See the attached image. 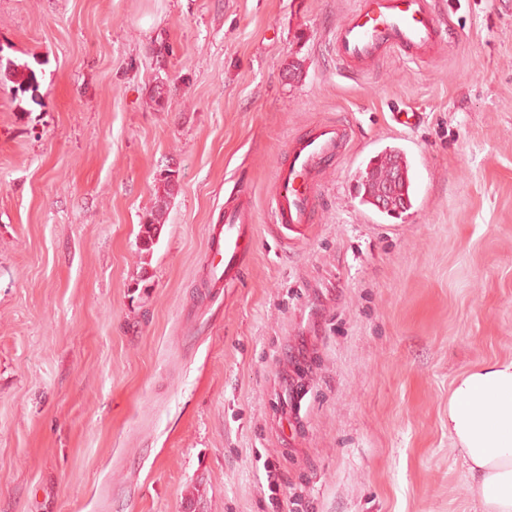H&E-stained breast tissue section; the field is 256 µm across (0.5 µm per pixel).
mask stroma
<instances>
[{"instance_id":"1","label":"stroma","mask_w":512,"mask_h":512,"mask_svg":"<svg viewBox=\"0 0 512 512\" xmlns=\"http://www.w3.org/2000/svg\"><path fill=\"white\" fill-rule=\"evenodd\" d=\"M355 2L0 0V512H272L267 462L298 512H472L448 395L512 358V0L348 75L328 40ZM328 121L353 143L300 239L272 174ZM393 148L391 217L358 181ZM242 182L254 242L218 295L206 226ZM361 203L377 207L371 199H380L377 205L380 209L401 207L406 210L412 206V180L407 161L399 151L391 150L378 154L370 159L362 181L358 185ZM383 196L390 200L385 201ZM382 198V199H381ZM159 177L154 178V202L141 224L139 239L141 243L140 251L148 253L156 243V237L159 227L166 221L165 215L168 210L170 198L174 195L178 186L177 171L165 170Z\"/></svg>"}]
</instances>
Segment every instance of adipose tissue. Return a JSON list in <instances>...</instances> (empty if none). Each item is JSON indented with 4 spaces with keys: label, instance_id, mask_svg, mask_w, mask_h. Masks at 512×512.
Segmentation results:
<instances>
[{
    "label": "adipose tissue",
    "instance_id": "adipose-tissue-1",
    "mask_svg": "<svg viewBox=\"0 0 512 512\" xmlns=\"http://www.w3.org/2000/svg\"><path fill=\"white\" fill-rule=\"evenodd\" d=\"M448 434L463 452L476 512H512V359L456 377Z\"/></svg>",
    "mask_w": 512,
    "mask_h": 512
}]
</instances>
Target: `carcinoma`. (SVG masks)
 <instances>
[{
  "instance_id": "1",
  "label": "carcinoma",
  "mask_w": 512,
  "mask_h": 512,
  "mask_svg": "<svg viewBox=\"0 0 512 512\" xmlns=\"http://www.w3.org/2000/svg\"><path fill=\"white\" fill-rule=\"evenodd\" d=\"M177 186V172L173 170L162 172L154 178V202L141 224L140 250L148 253L155 245L159 227L166 221L169 199L174 195ZM358 189L361 203L364 205L372 204L375 198L389 197L393 205V209L388 211L390 215L398 207L405 210L412 206L409 165L396 150L378 154L370 159Z\"/></svg>"
}]
</instances>
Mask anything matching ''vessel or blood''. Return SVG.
<instances>
[{
    "label": "vessel or blood",
    "mask_w": 512,
    "mask_h": 512,
    "mask_svg": "<svg viewBox=\"0 0 512 512\" xmlns=\"http://www.w3.org/2000/svg\"><path fill=\"white\" fill-rule=\"evenodd\" d=\"M460 0H357L355 8L332 30L329 48L341 72L359 75L391 54L415 63L437 51L450 11ZM351 126L320 123L293 137L273 174L270 205L273 221L298 234L314 222L323 193L325 171L347 151ZM254 231L247 193L228 198L217 224L209 228L214 253L210 283L232 287Z\"/></svg>",
    "instance_id": "vessel-or-blood-1"
}]
</instances>
